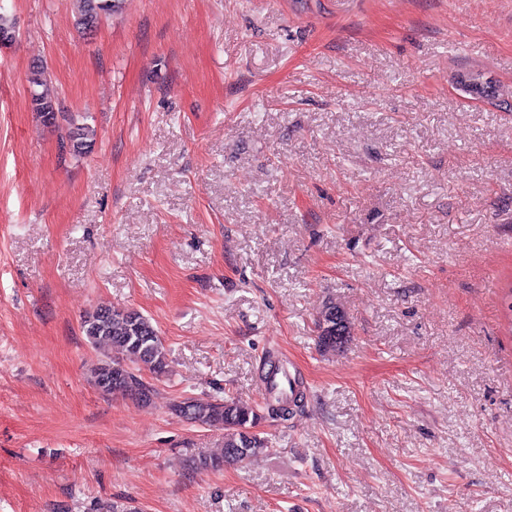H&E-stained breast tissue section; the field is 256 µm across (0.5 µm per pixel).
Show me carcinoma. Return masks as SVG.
I'll return each instance as SVG.
<instances>
[{"label": "carcinoma", "instance_id": "1", "mask_svg": "<svg viewBox=\"0 0 512 512\" xmlns=\"http://www.w3.org/2000/svg\"><path fill=\"white\" fill-rule=\"evenodd\" d=\"M123 0H75V23L82 32L92 31L101 21L122 8ZM30 105L36 117L47 123V115L59 106L58 98L47 86L46 67L35 62L30 67ZM67 143L75 156L89 152L94 131L87 125L68 121ZM342 306L327 299L316 320L319 348L332 353L344 348L351 338L346 335L336 343V310ZM82 330L89 343L96 347L118 349L123 359L105 361L94 371L93 383L104 393L118 392L142 406L153 402L154 390L143 380L144 370L161 376L168 371V359L158 330L149 318L137 310L98 307L82 320ZM299 380L291 383L289 392L270 390L265 408L280 419L287 418L292 407L303 399ZM182 417L194 423L224 427V448L217 454L204 456L194 463L202 471H218L226 464L245 465L267 452L265 438L253 431L262 419L258 406L234 397L222 401L185 398L174 406Z\"/></svg>", "mask_w": 512, "mask_h": 512}]
</instances>
